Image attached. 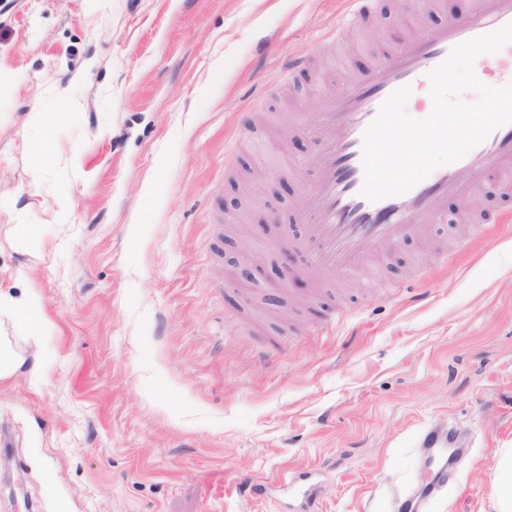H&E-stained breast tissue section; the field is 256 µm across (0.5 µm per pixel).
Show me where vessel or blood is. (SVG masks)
<instances>
[{
    "mask_svg": "<svg viewBox=\"0 0 512 512\" xmlns=\"http://www.w3.org/2000/svg\"><path fill=\"white\" fill-rule=\"evenodd\" d=\"M512 22V0H476L462 19L409 37L398 49L371 67L366 78L347 80L343 91L329 97L314 128L321 149L303 163L312 177L298 212L305 243L314 263L324 270L355 268L381 254L397 238L421 234L441 219L450 194L466 196L489 175L512 181V124L504 125L456 163L434 170L409 192L377 202L361 196L362 136L382 102L396 89L429 88L427 74L458 44ZM419 447L435 472L430 486L397 494L400 512H424L433 489L448 475L453 430L438 423L420 435Z\"/></svg>",
    "mask_w": 512,
    "mask_h": 512,
    "instance_id": "vessel-or-blood-1",
    "label": "vessel or blood"
}]
</instances>
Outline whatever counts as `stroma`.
<instances>
[{"label":"stroma","instance_id":"obj_1","mask_svg":"<svg viewBox=\"0 0 512 512\" xmlns=\"http://www.w3.org/2000/svg\"><path fill=\"white\" fill-rule=\"evenodd\" d=\"M473 6L367 0L348 31V0H0V69L27 77L0 88V291L37 294L53 325L14 339L51 350L40 389L23 369L0 381L20 478L0 512H287L309 474L315 512H392L431 480L419 432L448 421L469 443L427 512H493L512 448V197L479 186L487 234L464 249L452 195L426 236L325 275L294 247L306 176L288 168L316 150L298 126L325 97ZM94 52L88 106L69 112L55 90ZM36 101L62 115L45 134ZM24 140L57 157L42 178ZM63 188L69 212L45 222Z\"/></svg>","mask_w":512,"mask_h":512}]
</instances>
